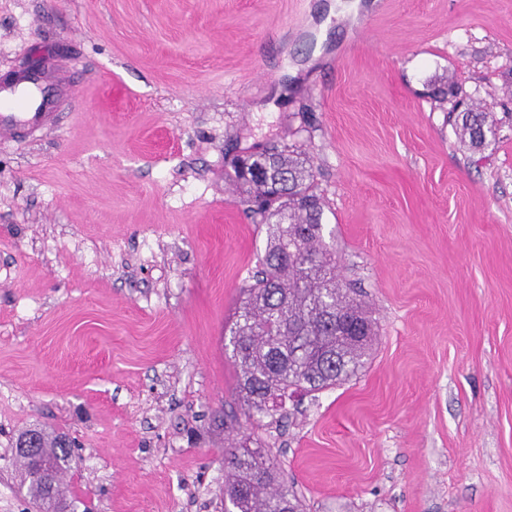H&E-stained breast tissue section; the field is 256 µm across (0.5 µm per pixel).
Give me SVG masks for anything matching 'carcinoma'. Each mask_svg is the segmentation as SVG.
Returning <instances> with one entry per match:
<instances>
[{
	"instance_id": "1",
	"label": "carcinoma",
	"mask_w": 512,
	"mask_h": 512,
	"mask_svg": "<svg viewBox=\"0 0 512 512\" xmlns=\"http://www.w3.org/2000/svg\"><path fill=\"white\" fill-rule=\"evenodd\" d=\"M469 146L480 150L495 136L488 113H460ZM261 176L236 180L254 190L250 203L268 225V249L242 306L228 327L237 369V394L248 417L284 415L285 399L332 387L363 366L375 336L370 312L354 303L336 277L334 249L321 235L323 204L308 160L290 150L249 155ZM33 434L36 456L15 452L40 512H65L73 502L60 482L72 462L71 442L43 427ZM224 498L230 512H300L294 489L279 482L276 463L259 444L245 440L228 451Z\"/></svg>"
}]
</instances>
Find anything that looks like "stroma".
<instances>
[{
  "instance_id": "stroma-1",
  "label": "stroma",
  "mask_w": 512,
  "mask_h": 512,
  "mask_svg": "<svg viewBox=\"0 0 512 512\" xmlns=\"http://www.w3.org/2000/svg\"><path fill=\"white\" fill-rule=\"evenodd\" d=\"M34 62L58 118L0 140V512H38L36 424L76 441L75 512H224L245 439L306 512H512V0H0V80ZM284 146L376 336L248 419L224 334L267 227L227 175ZM460 129L465 138H468L469 146L474 150H480L487 144L489 137H495L493 120L487 112L471 106L464 112H460Z\"/></svg>"
}]
</instances>
